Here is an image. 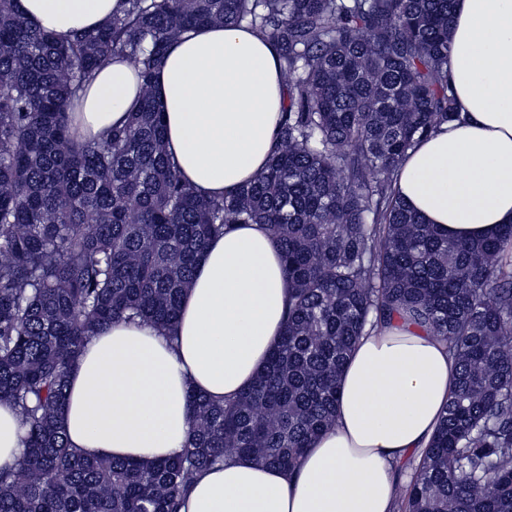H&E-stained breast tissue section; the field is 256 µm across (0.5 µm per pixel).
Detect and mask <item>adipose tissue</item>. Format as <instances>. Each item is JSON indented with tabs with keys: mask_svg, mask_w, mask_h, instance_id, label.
<instances>
[{
	"mask_svg": "<svg viewBox=\"0 0 512 512\" xmlns=\"http://www.w3.org/2000/svg\"><path fill=\"white\" fill-rule=\"evenodd\" d=\"M28 21L66 41L105 25L122 0H20ZM448 84L460 117L408 151L400 199L440 234L478 239L512 224V0H455ZM140 83L128 60H104L73 115L77 136L124 125ZM154 95L170 161L201 195L235 193L265 167L287 102L273 41L245 26L209 25L171 45ZM288 312L280 251L260 224L213 238L172 332L120 320L72 364L61 415L88 458L151 461L179 454L188 398H234L264 366ZM457 363L448 346L403 318L366 332L340 377L335 425L293 471L229 459L200 471L181 512H396L395 469L428 448Z\"/></svg>",
	"mask_w": 512,
	"mask_h": 512,
	"instance_id": "ef3b65f1",
	"label": "adipose tissue"
}]
</instances>
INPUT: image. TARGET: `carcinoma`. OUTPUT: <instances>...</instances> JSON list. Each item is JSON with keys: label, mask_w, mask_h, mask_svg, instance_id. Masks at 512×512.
Returning <instances> with one entry per match:
<instances>
[{"label": "carcinoma", "mask_w": 512, "mask_h": 512, "mask_svg": "<svg viewBox=\"0 0 512 512\" xmlns=\"http://www.w3.org/2000/svg\"><path fill=\"white\" fill-rule=\"evenodd\" d=\"M453 0H124L61 42L0 0V403L24 430L0 468V512H178L229 457L292 470L336 421L366 325L402 314L448 344L458 379L405 512H512V224L450 240L397 197V168L459 118L448 85ZM247 24L279 50L288 107L265 169L204 197L169 161L153 82L172 41ZM141 94L127 123L80 141L69 113L108 57ZM233 224L282 253L283 333L235 398L189 400L183 451L87 458L59 422L85 338L115 320L178 319L195 265Z\"/></svg>", "instance_id": "cac0c4a2"}]
</instances>
